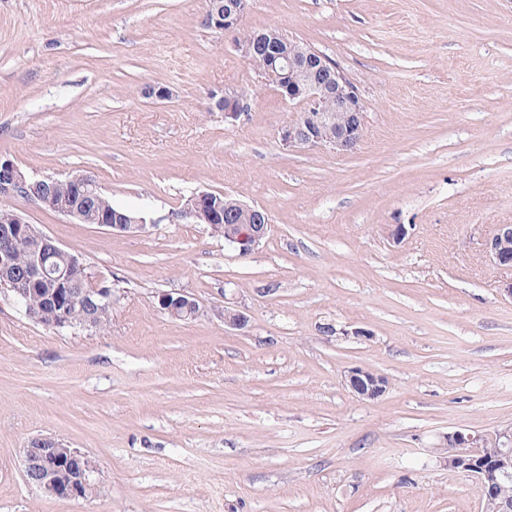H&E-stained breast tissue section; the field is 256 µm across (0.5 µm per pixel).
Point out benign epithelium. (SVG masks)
Here are the masks:
<instances>
[{
  "instance_id": "1",
  "label": "benign epithelium",
  "mask_w": 512,
  "mask_h": 512,
  "mask_svg": "<svg viewBox=\"0 0 512 512\" xmlns=\"http://www.w3.org/2000/svg\"><path fill=\"white\" fill-rule=\"evenodd\" d=\"M251 0H225L212 5V26L231 32L240 18L250 9ZM277 44L268 56L261 77L288 102L300 106L299 117L286 125L281 133L283 145L289 148H326L337 153L355 149L363 133V104L356 86L344 71L324 54L305 44L280 39L278 29L254 33L234 42L236 50L247 61H252L265 43ZM224 101V120L235 121L242 114L241 98L237 91L221 92ZM84 197L103 192L101 185L90 175L76 174L67 178ZM52 176L35 178L26 175L12 160L0 158V198H10L26 191L33 193L40 206L49 209L72 223L81 224L85 215L79 206L60 203L55 198ZM177 218L187 224H207L224 236V246L248 256L265 241L270 219L256 207L234 200L220 208L212 204L210 193L200 192L188 198ZM99 225L114 233L139 234L148 232L144 218L134 214L115 216L112 221L101 220ZM22 239L33 242V258L24 274L32 286H51L43 300L57 309L48 315L43 308L28 304L30 291L15 289L16 303L27 317L45 326L58 328L69 324L67 311L77 300L83 302L85 315L79 330H100L96 311L112 306L117 301L116 291L95 280L91 273L83 275L85 286L79 290L70 287L67 269L74 258L55 240L36 230L20 214L0 223V275L11 272V253L14 244ZM486 249L495 263L512 269V224H500L486 241ZM160 309L174 319H194L204 314V309L192 296L185 293L158 294ZM224 324L242 329L248 316L229 306L221 311ZM349 387L358 396L375 400L388 389L385 376L361 366L350 368L346 375ZM503 448L494 458L484 454L483 436L455 431L446 441L448 468L466 472L476 478L485 492V512H512V500L490 495L500 482L512 478V434L503 432ZM94 462L75 448H66L53 437H35L23 449V475L26 482L37 488L49 487L62 499H84L97 491L90 476L95 471Z\"/></svg>"
}]
</instances>
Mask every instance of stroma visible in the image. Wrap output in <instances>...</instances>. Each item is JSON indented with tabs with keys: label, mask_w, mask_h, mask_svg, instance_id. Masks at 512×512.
<instances>
[{
	"label": "stroma",
	"mask_w": 512,
	"mask_h": 512,
	"mask_svg": "<svg viewBox=\"0 0 512 512\" xmlns=\"http://www.w3.org/2000/svg\"><path fill=\"white\" fill-rule=\"evenodd\" d=\"M206 8L0 0V155L92 174L157 223L116 234L7 199L118 300L106 329L56 331L0 290V512H484L443 458L448 433L512 430V270L485 250L512 224V0H252L239 33L279 27L357 86L347 154L282 145L299 107ZM227 88L251 94L233 122L208 109ZM200 191L265 209L264 244L241 257L176 221ZM162 292L207 313L171 319ZM355 365L387 393H353ZM44 435L94 461L98 495L26 483Z\"/></svg>",
	"instance_id": "1"
}]
</instances>
